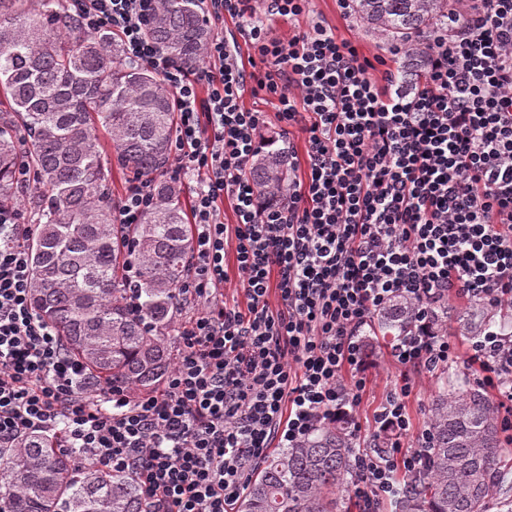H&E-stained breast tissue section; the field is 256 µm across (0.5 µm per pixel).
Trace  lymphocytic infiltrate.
Segmentation results:
<instances>
[{
	"label": "lymphocytic infiltrate",
	"instance_id": "f902f5d3",
	"mask_svg": "<svg viewBox=\"0 0 512 512\" xmlns=\"http://www.w3.org/2000/svg\"><path fill=\"white\" fill-rule=\"evenodd\" d=\"M65 2L84 31L112 32L125 58L170 91L173 173L195 178L180 293L198 309L179 325L177 364L156 389L113 385L102 399L78 388L84 367L29 301L31 226L1 202L0 238L13 244L0 246V454L61 422L58 447L130 472L150 512H233L273 445L360 404L371 372L359 333L402 296L416 330L392 346L399 374L373 414L391 440L358 449L350 486L359 512H378L428 465L429 432L407 411L417 377L458 360L430 319L431 298L512 303V0H456L451 29L424 39L425 66L408 86L391 67L374 79L353 42L310 20V0H263V22L256 0H196L211 38L193 70L147 37L158 0ZM228 19L248 23L247 64L224 36ZM272 19L296 33L271 36ZM249 96L273 113L245 107ZM273 120L300 126L307 169L264 202L247 171L271 148L260 133ZM157 203L150 181H130L116 221L141 223ZM468 365L493 392L512 444V331H485Z\"/></svg>",
	"mask_w": 512,
	"mask_h": 512
}]
</instances>
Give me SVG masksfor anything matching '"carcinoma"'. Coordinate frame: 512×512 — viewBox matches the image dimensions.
<instances>
[{
	"instance_id": "obj_1",
	"label": "carcinoma",
	"mask_w": 512,
	"mask_h": 512,
	"mask_svg": "<svg viewBox=\"0 0 512 512\" xmlns=\"http://www.w3.org/2000/svg\"><path fill=\"white\" fill-rule=\"evenodd\" d=\"M354 15L406 47L397 80L422 68L415 37L449 21L450 0H354ZM166 55L194 67L209 39L194 0H159L146 28ZM0 201H22L35 219L26 241L31 303L63 351L86 366L103 390L156 387L171 368L168 333L186 277L193 225L183 189L165 178L175 112L150 68L127 61L106 30L83 31L61 0H0ZM120 167L154 184L159 204L142 223H114L111 165L100 132ZM27 162L30 184L18 188ZM248 176L262 199L288 190V154L261 152ZM137 282L127 301L128 270ZM477 301L453 321L467 338L497 324ZM436 326H448V298L431 302ZM377 332L396 342L415 327L398 297L376 313ZM429 465L403 482L395 512H512L497 406L481 386L439 376L431 399ZM356 434L338 417L300 444L266 460L236 512H344L354 474ZM148 501L125 472L79 463L43 433L20 437L0 465V512H146Z\"/></svg>"
}]
</instances>
